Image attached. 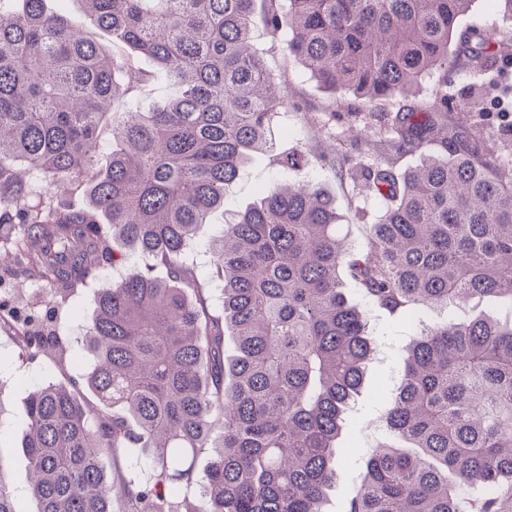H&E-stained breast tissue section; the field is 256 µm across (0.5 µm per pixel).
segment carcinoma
Instances as JSON below:
<instances>
[{"label":"carcinoma","mask_w":512,"mask_h":512,"mask_svg":"<svg viewBox=\"0 0 512 512\" xmlns=\"http://www.w3.org/2000/svg\"><path fill=\"white\" fill-rule=\"evenodd\" d=\"M45 0L0 14V238L7 275L63 294L134 249L166 268L98 291L68 384L32 383L22 418L37 512H324L339 484L336 442L363 388L374 337L343 274L390 315L491 297L512 307V159L448 118V59L477 70L512 41L458 32L473 0H263L288 55L327 92L408 98L438 74L433 100L386 115L366 164L322 156L383 202L368 247L348 255L332 198L309 180L270 183L208 237L209 276L187 263L207 216L256 153L273 150L288 91L251 50L254 0H83L75 23ZM100 30L178 87L149 111L110 103L158 76L117 59ZM112 130L102 140L103 128ZM422 163L397 173L405 154ZM23 165L56 187L31 202ZM84 188L78 196L73 182ZM22 225L14 234V225ZM222 304L209 311L213 280ZM231 336L234 353L225 354ZM386 425L345 512H512V319L452 315L399 356ZM99 405L86 407L80 386ZM134 448L113 483L102 459ZM216 449L200 501L188 485ZM471 489L470 493L463 489ZM0 512H23L0 458Z\"/></svg>","instance_id":"cac0c4a2"}]
</instances>
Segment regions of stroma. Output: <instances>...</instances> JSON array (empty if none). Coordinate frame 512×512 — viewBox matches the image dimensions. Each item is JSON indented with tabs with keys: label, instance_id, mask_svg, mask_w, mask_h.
Returning a JSON list of instances; mask_svg holds the SVG:
<instances>
[{
	"label": "stroma",
	"instance_id": "obj_1",
	"mask_svg": "<svg viewBox=\"0 0 512 512\" xmlns=\"http://www.w3.org/2000/svg\"><path fill=\"white\" fill-rule=\"evenodd\" d=\"M460 30L482 29L498 39H512V20L503 19L496 12L492 0H473L469 10L458 20ZM251 40L266 68L288 83V107L282 110L273 126L276 143L274 154H257L242 169L237 180L228 189L227 209L215 210L209 216L210 231L222 229L227 210L241 211L257 201V190L264 184H285L306 179L328 191L336 200V211L343 226L341 234L351 252L362 250L367 242V227L375 223L381 202L368 191L353 187L325 165L321 154H333L344 147L349 154L365 153V145L353 138L351 130L362 127L369 112H394L409 101L418 105L430 102L435 86L434 78H424L410 93L409 98L381 99L364 102L352 94L332 96L293 59L289 58L283 37L269 33L262 19H255ZM487 94L491 103L486 114L460 113L459 118L477 132L497 140L502 145L512 144V58H494L480 71H472L464 63L448 66V97L460 103L473 97L475 91ZM351 112V119L335 122L334 112ZM289 165H282V158ZM111 266H103L97 281L68 292L58 299L55 311L39 313L36 320L41 332L52 331L60 337L69 352L64 362L57 363L44 355H21L11 339V332L0 326V457L8 462L12 489H27L26 459L20 448L25 426L20 412L31 391L24 385L27 377L40 380H65L75 374L71 355L82 348L83 337L93 311V300L99 285L111 281ZM348 294L359 300L360 309L372 335L378 338V352L367 364L368 376L378 378L388 387L397 386L402 366L397 359L399 350L415 336L420 325L386 317L368 301L362 300L356 285H349ZM384 408L380 403L361 398L352 404L348 418L359 429L356 448L343 458V481L340 487L327 495L325 512H342L346 497L356 489L363 459L371 448L383 441L385 431L381 421Z\"/></svg>",
	"mask_w": 512,
	"mask_h": 512
}]
</instances>
